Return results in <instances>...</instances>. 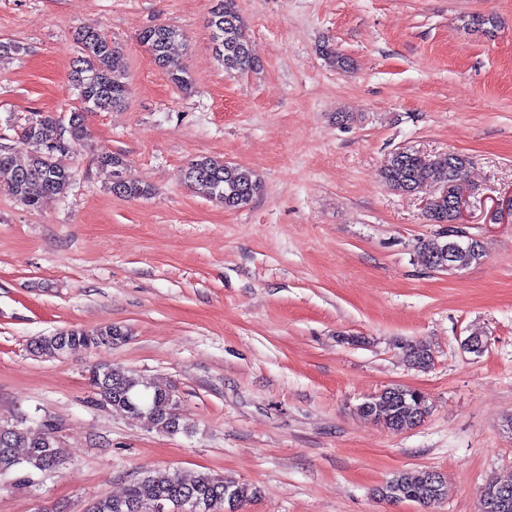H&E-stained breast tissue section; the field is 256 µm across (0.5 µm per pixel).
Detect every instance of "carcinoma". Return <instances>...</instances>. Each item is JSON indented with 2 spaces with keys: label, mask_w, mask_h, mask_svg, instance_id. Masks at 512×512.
<instances>
[{
  "label": "carcinoma",
  "mask_w": 512,
  "mask_h": 512,
  "mask_svg": "<svg viewBox=\"0 0 512 512\" xmlns=\"http://www.w3.org/2000/svg\"><path fill=\"white\" fill-rule=\"evenodd\" d=\"M209 28L215 54L226 72L244 73L259 67L253 56L250 41L238 13L236 0H214L210 11ZM183 37L174 25L151 26L139 40L163 67L168 61L171 46ZM81 57L70 77L79 106L64 120L53 113L36 112L23 129V137L36 146V151L24 162L9 152L0 151V177H6L7 191L25 206L35 209L44 199L66 192L71 172L62 161L64 154L87 138L85 113L105 111L122 104L129 91L127 73L120 48L106 35L82 30L77 33ZM321 54L328 63L348 70L350 60L336 49L324 45ZM470 159L449 152L440 161L413 149L393 153L381 170V177L393 189L418 193L432 186L440 190L430 196L425 209L429 224H451L453 213L448 195L459 186L468 185L466 172ZM185 177L199 194L219 199L227 209L249 204L263 191L261 178L254 172L217 157L203 156L192 160ZM113 193L129 199L151 193L145 185L123 181ZM418 249L430 269L442 272L459 271L478 264L486 256L484 244L471 240L456 247L446 238L430 236L419 241ZM124 332L112 325L94 331L69 329L34 341L33 351L41 357L56 358L75 346H110ZM403 354L416 368L427 369L433 361L430 348L423 342L402 346ZM90 381L104 405L135 413L159 431L174 434L191 429L177 412V401L170 389L152 385L127 375L118 367H94ZM137 409L128 408V402ZM359 414L371 417L392 431L412 428L428 414L425 396L419 392L395 386L364 400L357 408ZM64 451L54 436L53 427L44 425L40 437L16 425L0 423V476H14V483L31 482L37 471L45 472L61 466ZM389 501L409 500L431 505L444 496L441 476L432 471L402 472L379 490ZM255 488L239 485L223 477L209 474L186 480L180 475H143L132 480L120 496L96 500L87 512H152L157 503L169 505L170 512H179L181 503L189 500L193 512H238L240 506L255 497Z\"/></svg>",
  "instance_id": "cac0c4a2"
}]
</instances>
